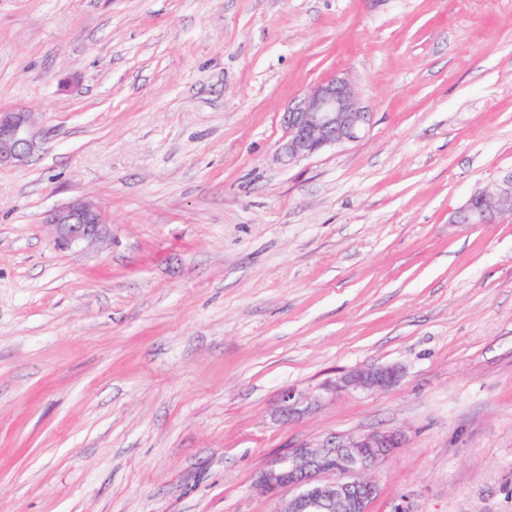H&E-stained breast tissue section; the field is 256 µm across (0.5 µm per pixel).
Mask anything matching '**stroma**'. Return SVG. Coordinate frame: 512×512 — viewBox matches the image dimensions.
Instances as JSON below:
<instances>
[{
	"label": "stroma",
	"instance_id": "obj_1",
	"mask_svg": "<svg viewBox=\"0 0 512 512\" xmlns=\"http://www.w3.org/2000/svg\"><path fill=\"white\" fill-rule=\"evenodd\" d=\"M334 74L365 136L281 159ZM1 107L47 139L0 170V512H276L269 455L379 430L370 512H512V219L449 221L512 175V0H0ZM44 224L50 226L53 246L59 251L94 243L111 232L107 214L87 196L75 197L48 210ZM403 378V371L396 365L379 364L368 368H357L344 373L323 387V392L313 395L297 393L293 389L284 391L279 398L275 414L281 417L301 415L318 406L330 395L342 392H376L396 386Z\"/></svg>",
	"mask_w": 512,
	"mask_h": 512
}]
</instances>
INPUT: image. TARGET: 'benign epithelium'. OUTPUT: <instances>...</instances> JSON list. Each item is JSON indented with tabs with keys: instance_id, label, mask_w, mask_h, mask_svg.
Returning <instances> with one entry per match:
<instances>
[{
	"instance_id": "1",
	"label": "benign epithelium",
	"mask_w": 512,
	"mask_h": 512,
	"mask_svg": "<svg viewBox=\"0 0 512 512\" xmlns=\"http://www.w3.org/2000/svg\"><path fill=\"white\" fill-rule=\"evenodd\" d=\"M283 124L287 139L281 153L294 162L324 148L359 140L371 124V113L362 105L353 80L332 75L298 96L284 112ZM43 141L44 131L35 113L0 108V169L27 163ZM504 216L512 217V179L504 187L473 194L456 213L454 222L496 224ZM44 223L50 226L53 246L59 251L94 243L111 232L107 214L87 196L48 210ZM402 378L403 371L396 365L357 368L325 385L319 394L305 395L292 389L283 392L275 414L301 415L328 395L384 391ZM397 447L399 436L395 432L331 434L273 454L260 469L256 484L273 496L286 488L296 490L278 512H369L376 486L367 474Z\"/></svg>"
}]
</instances>
